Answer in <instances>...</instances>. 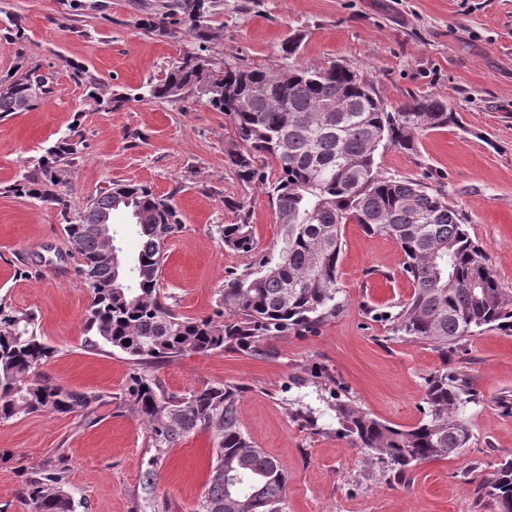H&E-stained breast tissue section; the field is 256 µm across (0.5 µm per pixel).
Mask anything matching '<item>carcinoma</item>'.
Wrapping results in <instances>:
<instances>
[{"label":"carcinoma","instance_id":"carcinoma-1","mask_svg":"<svg viewBox=\"0 0 512 512\" xmlns=\"http://www.w3.org/2000/svg\"><path fill=\"white\" fill-rule=\"evenodd\" d=\"M213 7L212 0L185 6L190 31L203 43L221 36L220 29L205 23ZM301 43L300 36L282 43L292 64L280 71L240 64L211 69L185 57L148 89L155 99L194 89L208 107L228 116L238 148L228 152L227 162L239 180L266 187L281 226L277 252L261 255L245 272L224 280L213 316H184L161 295L165 243L183 228L173 196H160L144 184L114 183L70 213L56 186L62 173L58 163L78 154L76 142L50 151L37 173L17 184L30 197L61 207L63 231L81 257L75 276L91 292L85 321L89 346L111 347L133 361L126 400L145 423L154 448L142 473L144 488H152L154 465L170 448L192 433L210 434L212 461L196 512H283L288 476L241 429L240 385H205L178 396L157 377L158 365L188 352L266 358L269 340L317 332L340 308L345 224L389 237L401 250L410 299L395 313L372 311L393 333L446 355L486 328L512 326V297H506L487 256L469 236L465 215L448 205L442 190L387 176L376 162L381 147L416 153L424 133L457 123V114L436 98L415 99L391 111L359 73L334 63L301 61ZM48 92L46 76L27 75L0 87V112L28 110ZM270 162L278 175L269 185L264 168ZM232 207L241 212L240 222L217 226L219 239L224 247L251 255L257 244L248 210L240 201ZM117 210L131 213L141 238L130 263L119 257L112 226ZM38 327L33 312L0 303V423L34 413L88 416L100 402L97 395L75 392L45 376L43 368L57 349ZM307 383L329 388L336 433L388 463L403 484L410 482L412 467L454 457L470 443V428L459 411L472 402V388L463 375L446 368L426 380L424 416L409 429L359 410L322 366L310 368L293 385ZM288 405L302 424L317 421L313 409L299 401ZM226 473L244 479L240 490L228 491ZM478 494L496 512H512V460L482 482ZM23 500L29 512H75L64 472L56 467L34 472Z\"/></svg>","mask_w":512,"mask_h":512}]
</instances>
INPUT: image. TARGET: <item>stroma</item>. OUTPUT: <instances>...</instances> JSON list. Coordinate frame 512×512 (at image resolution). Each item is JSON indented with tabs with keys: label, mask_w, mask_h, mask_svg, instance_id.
<instances>
[{
	"label": "stroma",
	"mask_w": 512,
	"mask_h": 512,
	"mask_svg": "<svg viewBox=\"0 0 512 512\" xmlns=\"http://www.w3.org/2000/svg\"><path fill=\"white\" fill-rule=\"evenodd\" d=\"M174 2L0 0V29L19 31L0 38V85L29 71L53 81L33 109L0 115V300L38 315L58 350L45 369L52 381L103 399L87 418L35 413L0 423V512H24L27 478L50 465L65 469L76 512H195L204 493L211 442L203 432L171 449L152 492L143 490L153 450L125 399L133 364L112 348L87 347L91 295L74 275L80 257L62 232L60 209L13 190L68 140L80 152L65 162L58 191L71 208L115 182L173 195L184 229L167 243L160 287L181 314L213 315L227 275L253 262L215 232L238 223L233 202L247 205L258 252L279 247L281 228L261 187L241 182L226 163L237 139L224 113L193 90L148 96V85L183 57L278 71L286 66L282 42L299 34L302 60L363 74L391 108L447 101L457 124L422 136L417 154L379 150L378 166L443 187L512 295V0H217L208 23L223 36L204 51L184 14L170 15ZM149 18L156 30L144 28ZM401 265L393 240L345 225L340 308L317 333L272 339L265 359L214 351L158 371L177 395L206 384L243 386L244 433L288 475L284 512H494L476 489L512 459V331L488 328L446 355L394 335L365 309L409 299ZM313 365L328 368L361 410L406 429L423 417L427 378L445 368L467 373L477 395L462 410L468 448L414 467L410 485L397 484L386 464L337 436L328 390L290 388ZM295 398L314 408L316 426L292 417Z\"/></svg>",
	"instance_id": "1"
}]
</instances>
